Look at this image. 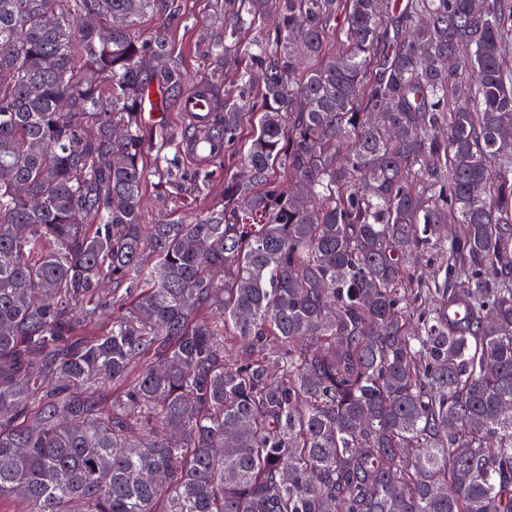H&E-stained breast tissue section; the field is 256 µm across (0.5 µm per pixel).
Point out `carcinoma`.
<instances>
[{
    "label": "carcinoma",
    "mask_w": 512,
    "mask_h": 512,
    "mask_svg": "<svg viewBox=\"0 0 512 512\" xmlns=\"http://www.w3.org/2000/svg\"><path fill=\"white\" fill-rule=\"evenodd\" d=\"M154 2L0 0V506L512 512V0H224L147 227ZM182 1L184 16L191 18L188 26H185L181 17L167 20L169 16L161 0L155 2L153 12L143 18L138 26L144 37L151 35L160 25L168 27L171 43L182 58L189 82L197 80L184 93L182 114L177 105L166 104V118L163 122L152 123L148 114L144 119L145 124L153 130V140L146 145L148 158H153L156 154L154 144L160 141L161 135L173 136L176 145L165 150V153L169 158L177 156L183 186L191 192L188 193L189 197L172 194L173 196L159 200L148 183L143 197L144 214L148 222L173 217L192 220L208 210L224 207V155L208 169H201L197 164L206 165L211 160L213 146L196 138V134L210 126L214 117L209 86L200 80H209L214 85L224 86V67L208 65L204 59L206 47L201 41L202 37L223 36L224 0ZM183 119L187 125L195 127L194 136L182 138L185 129ZM161 125L165 126L164 130L160 128ZM179 142L182 153L194 162L180 152Z\"/></svg>",
    "instance_id": "1"
}]
</instances>
